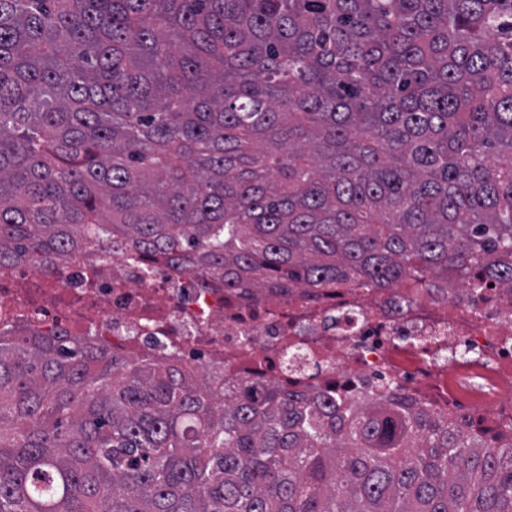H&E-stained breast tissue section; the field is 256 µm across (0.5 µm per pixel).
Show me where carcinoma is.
<instances>
[{
    "label": "carcinoma",
    "mask_w": 512,
    "mask_h": 512,
    "mask_svg": "<svg viewBox=\"0 0 512 512\" xmlns=\"http://www.w3.org/2000/svg\"><path fill=\"white\" fill-rule=\"evenodd\" d=\"M512 286V0H0V266ZM0 512H512V440L0 337Z\"/></svg>",
    "instance_id": "obj_1"
}]
</instances>
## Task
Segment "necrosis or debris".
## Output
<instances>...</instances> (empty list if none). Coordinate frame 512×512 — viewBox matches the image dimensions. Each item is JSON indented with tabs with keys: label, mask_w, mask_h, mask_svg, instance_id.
<instances>
[{
	"label": "necrosis or debris",
	"mask_w": 512,
	"mask_h": 512,
	"mask_svg": "<svg viewBox=\"0 0 512 512\" xmlns=\"http://www.w3.org/2000/svg\"><path fill=\"white\" fill-rule=\"evenodd\" d=\"M0 334L89 337L346 403L402 398L474 432L512 435V289H476L460 274L436 288L339 285L308 298L224 289L116 249L52 271L1 266Z\"/></svg>",
	"instance_id": "1"
}]
</instances>
